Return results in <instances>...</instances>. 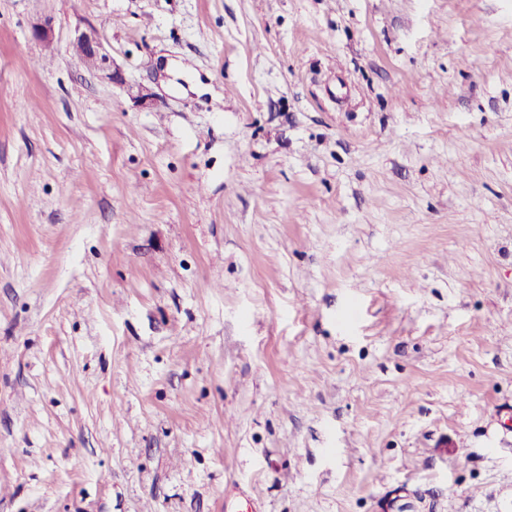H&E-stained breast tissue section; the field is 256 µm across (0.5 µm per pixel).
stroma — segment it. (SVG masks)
Listing matches in <instances>:
<instances>
[{
    "instance_id": "obj_1",
    "label": "stroma",
    "mask_w": 512,
    "mask_h": 512,
    "mask_svg": "<svg viewBox=\"0 0 512 512\" xmlns=\"http://www.w3.org/2000/svg\"><path fill=\"white\" fill-rule=\"evenodd\" d=\"M232 485L512 512V0H0V512ZM73 47L80 59L87 60L90 66H95L96 71L102 72L105 77L112 81L115 73L112 72V62L104 51L97 37L91 32H81L74 38Z\"/></svg>"
}]
</instances>
